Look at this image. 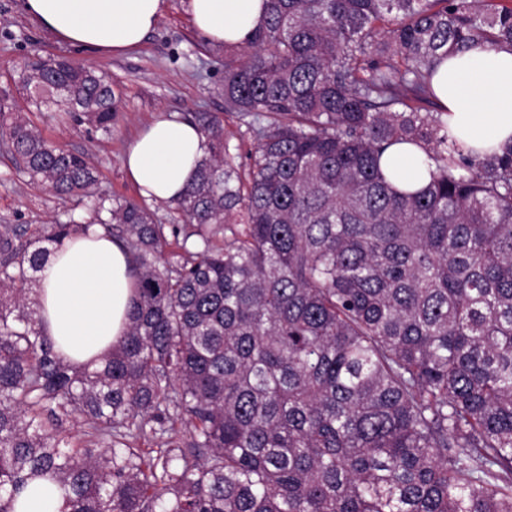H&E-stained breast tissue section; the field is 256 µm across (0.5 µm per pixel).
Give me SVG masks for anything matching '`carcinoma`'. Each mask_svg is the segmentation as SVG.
<instances>
[{
	"label": "carcinoma",
	"instance_id": "carcinoma-1",
	"mask_svg": "<svg viewBox=\"0 0 512 512\" xmlns=\"http://www.w3.org/2000/svg\"><path fill=\"white\" fill-rule=\"evenodd\" d=\"M264 4L224 46L247 174L190 112L207 151L183 223L94 202L136 278L98 367L65 360L28 288L89 225L0 226V512L36 477L61 512H512V141L464 151L432 85L454 53L512 52V0ZM19 80L112 132L108 73L38 57ZM0 143L29 181L94 196L87 155L2 107ZM397 143L425 153L424 188L386 180Z\"/></svg>",
	"mask_w": 512,
	"mask_h": 512
}]
</instances>
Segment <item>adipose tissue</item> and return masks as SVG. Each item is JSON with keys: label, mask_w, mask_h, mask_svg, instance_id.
<instances>
[{"label": "adipose tissue", "mask_w": 512, "mask_h": 512, "mask_svg": "<svg viewBox=\"0 0 512 512\" xmlns=\"http://www.w3.org/2000/svg\"><path fill=\"white\" fill-rule=\"evenodd\" d=\"M263 0H190L191 19L209 44L244 43L264 18ZM23 11L61 43L96 53L122 54L140 46L155 27L163 0H22ZM436 90L448 108V129L477 152L512 139V52L475 47L439 68ZM206 142L178 113L164 111L141 129L122 164L142 196L176 199L190 181ZM392 184L423 187L426 157L410 144L392 146L382 159ZM39 316L63 357L98 362L125 336L135 297L124 253L101 227L65 241L39 274ZM64 491L30 483L16 512H59Z\"/></svg>", "instance_id": "1"}]
</instances>
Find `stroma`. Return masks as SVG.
I'll return each mask as SVG.
<instances>
[{"label": "stroma", "mask_w": 512, "mask_h": 512, "mask_svg": "<svg viewBox=\"0 0 512 512\" xmlns=\"http://www.w3.org/2000/svg\"><path fill=\"white\" fill-rule=\"evenodd\" d=\"M65 57L74 64L107 71L122 112L111 136L62 120L52 111H37L18 80L30 57ZM224 51L205 45L195 30L189 0H164L155 28L142 46L124 56H103L59 43L27 16L20 0H0V102L11 106L53 144L89 156L100 171L99 194L139 200L140 194L122 167V155L137 132L158 111L219 114L229 150L240 169H247L254 141L236 115L225 113L222 84ZM89 221L85 200L62 197L31 184L17 173L0 145V224L23 226L35 234L44 224L69 219Z\"/></svg>", "instance_id": "1"}]
</instances>
